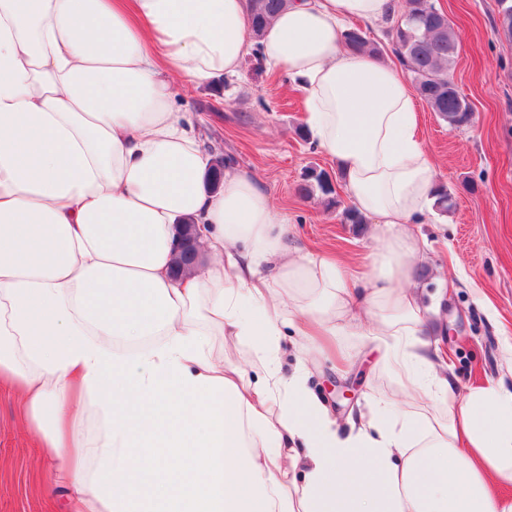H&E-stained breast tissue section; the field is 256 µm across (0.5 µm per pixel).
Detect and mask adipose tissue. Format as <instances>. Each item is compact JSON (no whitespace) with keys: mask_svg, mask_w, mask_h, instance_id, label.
Wrapping results in <instances>:
<instances>
[{"mask_svg":"<svg viewBox=\"0 0 512 512\" xmlns=\"http://www.w3.org/2000/svg\"><path fill=\"white\" fill-rule=\"evenodd\" d=\"M399 0H0V380L67 481L70 512H512V391L459 393L418 293L412 232L438 170L395 66L348 51ZM256 53L300 90L311 143L375 219L369 271L292 248L288 217L213 157L175 84ZM201 261L175 275L179 224ZM361 337L432 410L376 402L339 431L307 387L318 340ZM292 336L294 368L276 366ZM248 343L266 360H236ZM108 421L96 439L78 410ZM251 32L254 39H260L271 19L288 3V0H250ZM251 35V37H252Z\"/></svg>","mask_w":512,"mask_h":512,"instance_id":"adipose-tissue-1","label":"adipose tissue"}]
</instances>
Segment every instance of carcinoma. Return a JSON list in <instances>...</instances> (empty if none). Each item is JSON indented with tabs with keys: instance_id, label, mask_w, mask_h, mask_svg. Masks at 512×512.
Returning a JSON list of instances; mask_svg holds the SVG:
<instances>
[{
	"instance_id": "carcinoma-1",
	"label": "carcinoma",
	"mask_w": 512,
	"mask_h": 512,
	"mask_svg": "<svg viewBox=\"0 0 512 512\" xmlns=\"http://www.w3.org/2000/svg\"><path fill=\"white\" fill-rule=\"evenodd\" d=\"M405 11L401 21L390 30L393 52L410 74L419 97L448 125L456 128L470 125L473 117L471 105L456 87L448 86L450 71L457 53L458 37L448 16L440 11L435 0H404ZM288 0H251V32L258 40L271 19ZM498 32L512 40V0H497ZM345 47L351 51H367L374 55L365 32L360 28L346 29L342 33ZM333 193L329 179L322 172H311L298 186L302 197L314 190Z\"/></svg>"
}]
</instances>
